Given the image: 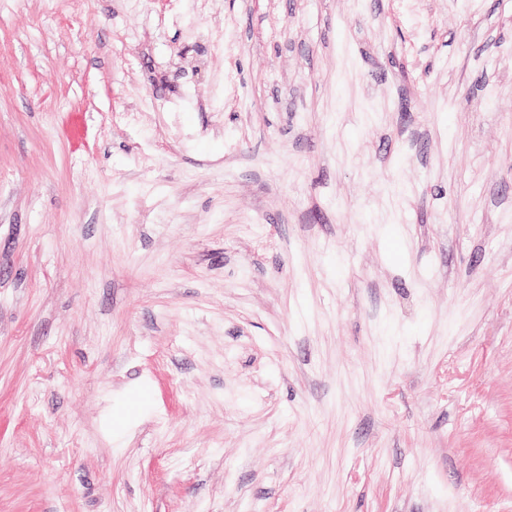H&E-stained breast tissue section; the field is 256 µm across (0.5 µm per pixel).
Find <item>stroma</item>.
<instances>
[{
    "label": "stroma",
    "mask_w": 512,
    "mask_h": 512,
    "mask_svg": "<svg viewBox=\"0 0 512 512\" xmlns=\"http://www.w3.org/2000/svg\"><path fill=\"white\" fill-rule=\"evenodd\" d=\"M0 512H512V0H0Z\"/></svg>",
    "instance_id": "1"
}]
</instances>
